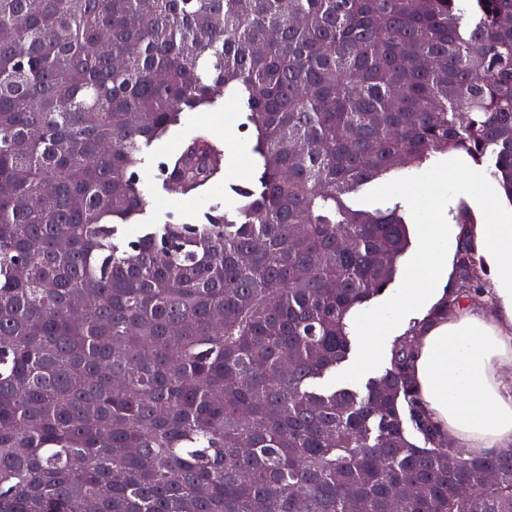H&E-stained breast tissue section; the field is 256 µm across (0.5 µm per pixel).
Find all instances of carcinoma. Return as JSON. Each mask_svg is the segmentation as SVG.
Here are the masks:
<instances>
[{"mask_svg":"<svg viewBox=\"0 0 512 512\" xmlns=\"http://www.w3.org/2000/svg\"><path fill=\"white\" fill-rule=\"evenodd\" d=\"M462 2L0 0V512H512V450L420 403L417 325L365 393L317 386L411 246L353 195L457 152L512 200V0ZM220 89L255 178L119 237L144 150ZM224 157L195 129L163 190ZM482 274L463 244L457 299Z\"/></svg>","mask_w":512,"mask_h":512,"instance_id":"carcinoma-1","label":"carcinoma"}]
</instances>
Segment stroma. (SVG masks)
<instances>
[{
    "label": "stroma",
    "instance_id": "obj_1",
    "mask_svg": "<svg viewBox=\"0 0 512 512\" xmlns=\"http://www.w3.org/2000/svg\"><path fill=\"white\" fill-rule=\"evenodd\" d=\"M244 120V113L230 109L227 99L221 96L217 97L215 105L202 107L197 112L184 113L180 124L171 127L155 147L143 154L138 173L147 200L146 213L139 223L126 225L125 234L133 235L139 228L165 223L172 216L187 222H196L209 206L227 203L228 196L223 192L224 186L246 179L256 169V157L252 152L254 140L251 131L244 129ZM201 124L209 128L213 139L232 145L224 159L222 189L206 191L191 198L159 190L158 164L163 155L176 152L188 133Z\"/></svg>",
    "mask_w": 512,
    "mask_h": 512
}]
</instances>
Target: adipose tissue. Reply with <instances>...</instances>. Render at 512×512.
I'll return each mask as SVG.
<instances>
[{"instance_id":"ef3b65f1","label":"adipose tissue","mask_w":512,"mask_h":512,"mask_svg":"<svg viewBox=\"0 0 512 512\" xmlns=\"http://www.w3.org/2000/svg\"><path fill=\"white\" fill-rule=\"evenodd\" d=\"M463 190L484 214L481 224L448 221V201L436 186ZM422 217L413 230L418 251L403 288L388 309L360 325L364 346L359 369L378 355H391V328L415 309L433 307L443 296V261L449 249L469 238L487 260L491 286L481 301L461 302L421 331L412 373L422 405L455 446L476 456L512 448V210L468 157L449 159L432 186L417 193Z\"/></svg>"}]
</instances>
